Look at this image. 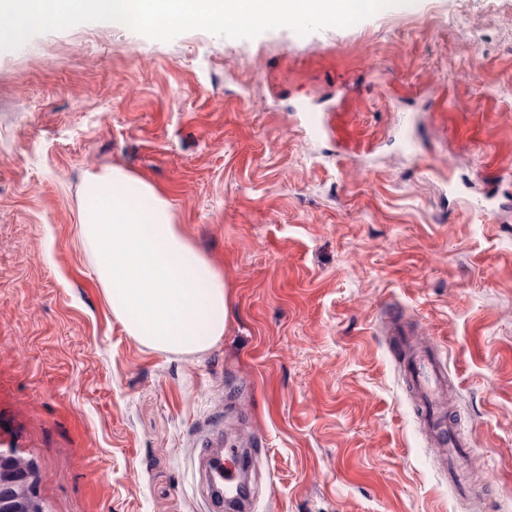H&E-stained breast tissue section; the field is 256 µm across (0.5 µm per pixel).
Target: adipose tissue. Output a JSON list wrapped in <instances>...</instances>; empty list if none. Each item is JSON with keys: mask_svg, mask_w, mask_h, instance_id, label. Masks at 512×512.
I'll return each instance as SVG.
<instances>
[{"mask_svg": "<svg viewBox=\"0 0 512 512\" xmlns=\"http://www.w3.org/2000/svg\"><path fill=\"white\" fill-rule=\"evenodd\" d=\"M78 240L113 317L139 344L192 355L223 338L224 276L151 184L118 166L88 174Z\"/></svg>", "mask_w": 512, "mask_h": 512, "instance_id": "ef3b65f1", "label": "adipose tissue"}]
</instances>
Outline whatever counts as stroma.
Instances as JSON below:
<instances>
[{
  "mask_svg": "<svg viewBox=\"0 0 512 512\" xmlns=\"http://www.w3.org/2000/svg\"><path fill=\"white\" fill-rule=\"evenodd\" d=\"M112 166L222 272L207 351L113 318L77 238L83 179ZM395 321L444 367L470 493ZM219 426L249 512H512V0L252 39L87 22L0 51V435L44 512H211Z\"/></svg>",
  "mask_w": 512,
  "mask_h": 512,
  "instance_id": "obj_1",
  "label": "stroma"
}]
</instances>
